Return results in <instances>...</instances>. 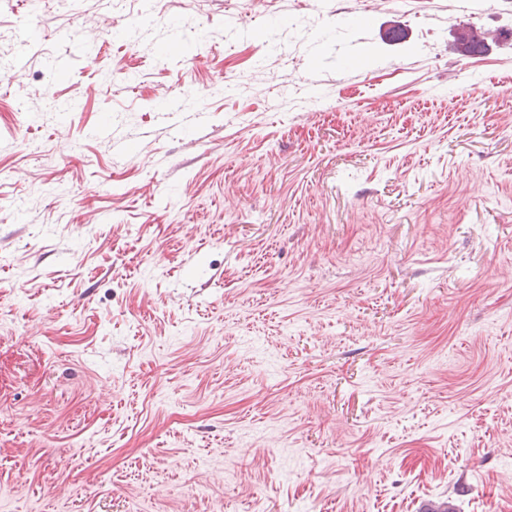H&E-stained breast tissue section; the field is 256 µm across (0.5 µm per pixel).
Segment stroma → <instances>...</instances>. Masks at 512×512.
Returning a JSON list of instances; mask_svg holds the SVG:
<instances>
[{
    "instance_id": "stroma-1",
    "label": "stroma",
    "mask_w": 512,
    "mask_h": 512,
    "mask_svg": "<svg viewBox=\"0 0 512 512\" xmlns=\"http://www.w3.org/2000/svg\"><path fill=\"white\" fill-rule=\"evenodd\" d=\"M445 504L512 512V0H0V512Z\"/></svg>"
}]
</instances>
